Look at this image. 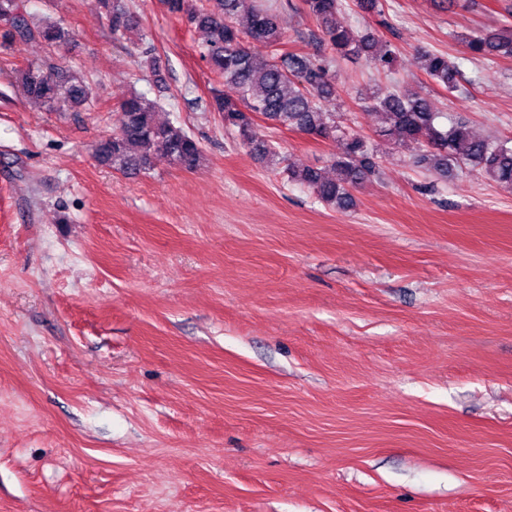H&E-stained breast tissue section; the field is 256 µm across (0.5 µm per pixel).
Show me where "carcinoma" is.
Segmentation results:
<instances>
[{"label":"carcinoma","mask_w":512,"mask_h":512,"mask_svg":"<svg viewBox=\"0 0 512 512\" xmlns=\"http://www.w3.org/2000/svg\"><path fill=\"white\" fill-rule=\"evenodd\" d=\"M215 7L196 8L190 0H163L167 11L184 15L190 24L206 32L200 56L210 70L224 79L223 91H211V107L222 114L224 127L262 159L278 158L277 147L264 138L254 116L266 122L341 145L333 159L336 178L324 177L307 168L288 171V180L309 188L320 202L346 209L354 205L353 189L377 172V154L355 129L336 122L323 111L321 103L336 94L328 58L282 50L284 36L276 14L268 6L252 8L240 20L242 0H213ZM105 12L114 39H145L136 17L121 0H97ZM321 28L323 45L335 55L363 59L377 70L389 71L396 60L392 44L379 39L371 28L353 30L338 18L342 0H305ZM70 40L69 31L58 23L37 20L28 0H0V45L10 48L43 42L57 46ZM262 44L270 53L255 54L247 41ZM473 57H512V26L478 31L462 37ZM421 70L438 85L458 89L457 66L448 54L420 50ZM15 79L27 95L49 112H78L89 105L93 91L89 82L61 65L31 62L15 70ZM158 103L138 92L121 102L123 120L112 136L100 141L98 159L112 168L128 172L152 167L163 159L182 169L193 170L204 160L199 142L182 127L155 120ZM371 109L385 116L386 135L396 137L410 152L413 163L448 178L454 166H469L486 177L512 182V147L503 142L473 135L467 124L454 121L443 130L437 126L438 113L429 100L417 93L402 94L379 88L372 96Z\"/></svg>","instance_id":"1"}]
</instances>
